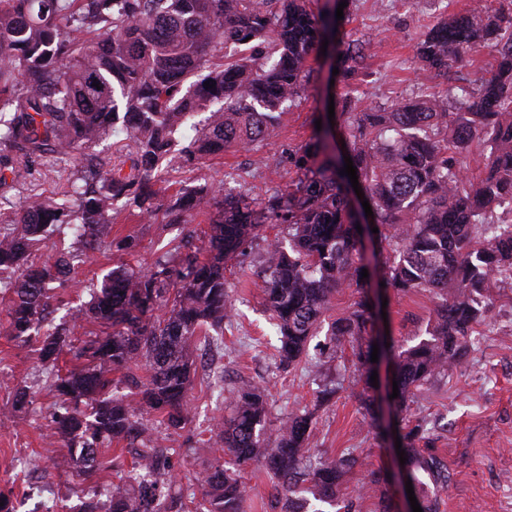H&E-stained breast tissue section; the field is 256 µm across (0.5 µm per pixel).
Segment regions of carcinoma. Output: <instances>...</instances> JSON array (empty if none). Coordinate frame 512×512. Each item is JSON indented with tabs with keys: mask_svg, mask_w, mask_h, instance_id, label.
I'll list each match as a JSON object with an SVG mask.
<instances>
[{
	"mask_svg": "<svg viewBox=\"0 0 512 512\" xmlns=\"http://www.w3.org/2000/svg\"><path fill=\"white\" fill-rule=\"evenodd\" d=\"M504 2L505 11L475 7L440 20L416 46L422 69L444 77L482 49L492 55L491 68L461 89L463 111L420 87L383 109L340 113L343 155L335 136L315 132L293 157L305 171L296 194L276 192L263 203L245 188L222 199L200 188L164 206L151 181L169 156L178 153L190 167L259 143L274 113L300 97L318 44L337 43L344 80L359 76L362 47L337 38L336 4L316 14L310 0H0V187L25 183L37 165L77 167L59 200L29 193L0 212V299L7 301L6 335L22 344L42 338L47 389L57 397L53 436L66 449L58 467L94 491L78 512H245L242 478L254 464L269 476L280 512H327L325 505L354 512L342 485L358 458L310 455L305 413H289L268 433L261 387L238 390L229 425L216 424L215 443L234 464H210L198 479L205 492L197 503L193 493L162 491L169 449L152 438L144 416L157 413L174 427L192 422L193 346L223 342L232 311L226 263L244 255L266 221L288 225L290 235L288 253L268 245L262 270L265 306L281 334L280 364L310 363V342L323 332L331 351L352 344L371 385L365 234L391 246L387 286L436 300L426 338L393 355L397 408L459 361L487 317L492 288L512 281V222L504 217L512 212V0ZM206 111L205 126L178 146L183 117ZM118 126L128 166L95 151ZM475 146L484 159L476 178L467 174ZM346 155L373 212L366 223L352 205L349 177L340 174ZM120 200L149 223L181 224L188 211L208 215V249L187 241L145 271L114 269L89 301L68 310L72 327L54 323L61 300L49 283L108 247ZM61 229L79 252L40 260L39 244ZM345 288L358 295L353 310L325 325L332 298ZM86 323L100 333L76 346L70 336ZM65 351L73 365L62 375ZM141 368L148 375L138 376ZM119 370L138 401L112 392L109 375ZM420 432L417 424L403 435L406 474L423 512H439L436 490L448 484V468L419 446ZM114 443L123 447L112 467L128 453L134 468L130 485L103 501L102 454Z\"/></svg>",
	"mask_w": 512,
	"mask_h": 512,
	"instance_id": "obj_1",
	"label": "carcinoma"
}]
</instances>
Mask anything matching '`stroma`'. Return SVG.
<instances>
[{
	"label": "stroma",
	"mask_w": 512,
	"mask_h": 512,
	"mask_svg": "<svg viewBox=\"0 0 512 512\" xmlns=\"http://www.w3.org/2000/svg\"><path fill=\"white\" fill-rule=\"evenodd\" d=\"M474 3L352 0L343 30L365 47L362 74L355 82L357 101L343 98L344 84L333 80L328 62H313L300 98L279 113L264 141L248 151L210 157L191 172L170 166L166 195L176 194L183 185L228 193L245 186L268 200L276 191L294 190L302 179V171L288 156L309 140L316 119L328 108L348 112L387 106L410 97L421 83L451 93L471 85L491 60L487 51L452 65L443 79L419 70L415 45L437 18L465 12ZM206 224V217L198 215L185 224H146L131 208L121 209L112 226V250L75 265L56 293L67 306H79L111 268L123 263L147 268L188 238L202 245ZM287 239V225H263L245 255L228 267L233 317L224 326L223 348L201 343L193 352L196 373L189 402L194 418L182 428L158 426L165 445L173 449L169 465L174 480L166 485L167 493H188L190 479L208 468L212 454L193 455L189 449L197 439L210 438L213 425L230 415L229 400L245 384L266 389L270 425L296 409L311 412L312 452L330 458L350 453L362 459V466L345 478L348 493L359 494L368 470H398L395 437H381L359 400L363 389L350 346L332 356L322 353L325 338L320 335L309 349L319 372L278 366L280 341L262 305L265 283L259 268L268 243ZM434 309L428 292L391 293L386 328L395 344L413 345L423 339ZM479 331L463 360L414 390L408 409L395 419L402 428L422 425L429 448L448 468V485L439 493L440 512H512V284L493 288L490 311ZM0 372L6 376L0 384V490L11 492L16 512H41L43 500L49 498L58 512H75L88 488L50 467L62 450L49 437L53 396L43 386L37 343L23 345L0 332ZM331 379L340 382L339 392L330 402H319V385ZM21 389L27 390L29 403L19 409L15 394Z\"/></svg>",
	"instance_id": "1"
}]
</instances>
